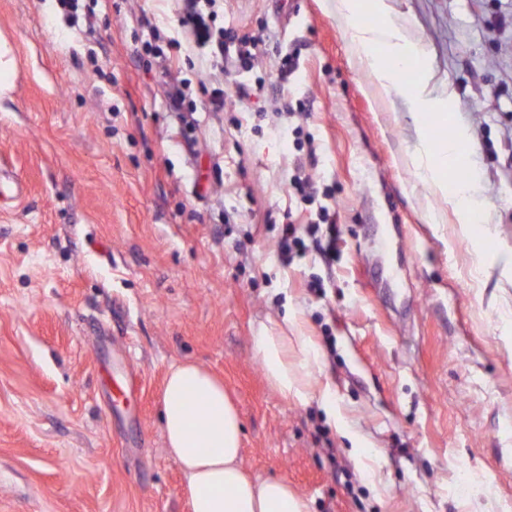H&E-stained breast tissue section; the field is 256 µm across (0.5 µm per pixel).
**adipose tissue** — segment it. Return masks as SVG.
Instances as JSON below:
<instances>
[{"label": "adipose tissue", "mask_w": 512, "mask_h": 512, "mask_svg": "<svg viewBox=\"0 0 512 512\" xmlns=\"http://www.w3.org/2000/svg\"><path fill=\"white\" fill-rule=\"evenodd\" d=\"M348 22L350 52L376 87L426 108L431 72L422 50L381 15L374 24L359 22L360 0H335ZM419 176L432 188L448 171L461 172L455 209L469 219L481 206L475 177L467 175L470 158L459 145L466 129L450 112H438L430 124H419ZM256 354L264 374L285 399L304 405L311 398V375L317 352L311 337L260 328ZM166 453L179 467L191 512H308L306 501L287 482L248 475L241 458V425L224 384L193 361L171 365L163 394Z\"/></svg>", "instance_id": "1"}]
</instances>
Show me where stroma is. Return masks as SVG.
I'll list each match as a JSON object with an SVG mask.
<instances>
[{
	"label": "stroma",
	"mask_w": 512,
	"mask_h": 512,
	"mask_svg": "<svg viewBox=\"0 0 512 512\" xmlns=\"http://www.w3.org/2000/svg\"><path fill=\"white\" fill-rule=\"evenodd\" d=\"M83 2L74 27L57 0H0L19 63L0 99V512H190L161 418L185 360L223 378L246 471L309 512H512V0H386L467 128L484 221L466 227L453 185L416 178L422 113L372 92L325 0H220L217 26L262 40L237 72L191 48L173 0ZM184 79L185 122L166 96ZM217 83L264 92L214 112ZM288 224L310 246L290 262ZM262 325L318 347L307 405L266 379Z\"/></svg>",
	"instance_id": "obj_1"
}]
</instances>
